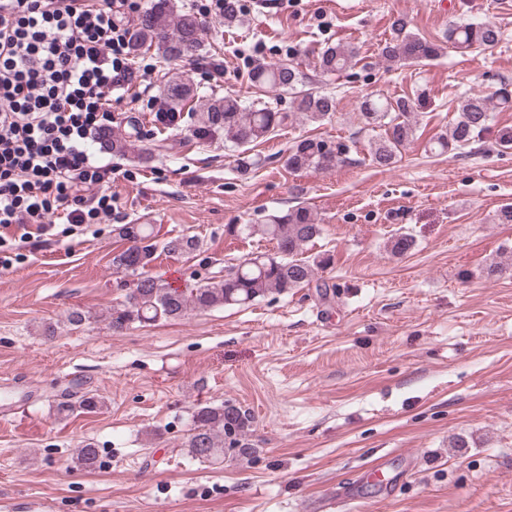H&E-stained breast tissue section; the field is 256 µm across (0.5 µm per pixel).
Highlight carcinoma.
Listing matches in <instances>:
<instances>
[{
  "instance_id": "1",
  "label": "carcinoma",
  "mask_w": 512,
  "mask_h": 512,
  "mask_svg": "<svg viewBox=\"0 0 512 512\" xmlns=\"http://www.w3.org/2000/svg\"><path fill=\"white\" fill-rule=\"evenodd\" d=\"M168 0H156L138 18V27L132 50L154 46L166 59L193 58L201 50V22L193 13L175 15ZM392 35L380 48L387 61L405 65H420L433 61L445 48L465 52L496 47L502 40L501 29L491 23L463 21L450 28L443 40H428L407 30L404 18L397 17L391 25ZM358 54L350 44L324 43L318 56V71L322 77H331L345 71ZM251 83L273 92L293 91L303 82V73L292 63H262L249 73ZM189 82L171 77L162 90L165 102L175 114L192 96ZM512 108V84L504 82L489 99L478 93L463 97L457 115L448 129L428 143L429 152L436 155L460 156L474 143L480 142L493 123V111ZM295 111L311 122H321L336 111V96L331 93L302 91L296 97ZM361 120L367 130L381 129L382 133L371 143V162L389 167L397 162L401 150L413 137L418 122L415 102L408 96L388 98L369 96L361 102ZM291 118L265 105H246L239 96L226 94L214 97L198 112L193 133L201 140L224 135L236 152L237 170L247 174L259 165L249 154V146L263 141ZM139 131L132 133L105 132L101 143L118 156L143 159L138 147ZM350 146L342 141L304 137L294 141L285 154L284 165L292 171H325L349 160ZM127 247L114 258L116 266L135 273L145 268L157 249L154 229L150 224H118L113 228ZM227 232L233 235L259 233L275 243L272 254L259 253L224 269V277L207 281L193 288H174L160 277H142L125 300L112 306L105 317L114 332H121L139 323L181 319L192 311L244 306L268 295L286 294L295 288L310 284L317 271L331 264L328 255H305L307 245L320 236L322 227L306 206L296 205L268 216L264 224H229ZM414 246L411 235L399 232L391 237V253L403 256ZM199 242L192 236H181L166 242L162 250L192 252ZM102 405L100 397L90 391L75 402L66 400L57 405L58 414L70 415L78 410L92 412ZM251 417L240 407L224 403L218 406H199L193 415V427L185 442L187 454L200 461L224 458V447L244 448L251 430ZM99 462V450L92 443L83 445L76 455L77 466L92 469Z\"/></svg>"
}]
</instances>
